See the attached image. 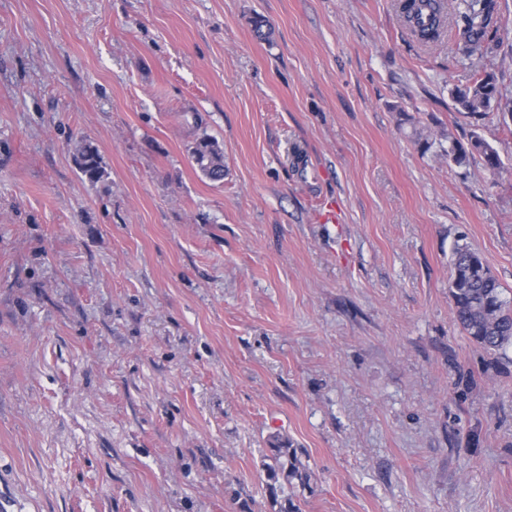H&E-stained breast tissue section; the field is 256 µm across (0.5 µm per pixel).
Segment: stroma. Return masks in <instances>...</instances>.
<instances>
[{
    "mask_svg": "<svg viewBox=\"0 0 512 512\" xmlns=\"http://www.w3.org/2000/svg\"><path fill=\"white\" fill-rule=\"evenodd\" d=\"M395 3L0 0L6 512H278L276 439L300 512H512V346L449 295L465 244L512 300V119L451 95L512 97V0L482 57ZM458 112L468 117H483L491 112H501L512 118V100L503 98L493 75L485 74L474 80L471 86L452 90ZM468 145L469 147L455 140L449 142L446 151L448 161L462 166L466 163L470 151L475 150L484 157L486 167L492 173L495 174L501 169L503 162L498 150L483 140L478 133H472ZM192 158L197 167L213 181L224 178V155L218 144L207 136L201 137L192 148ZM78 164L83 176L89 181H98L103 177L104 168L97 149L91 143H83L78 150ZM271 462H264L262 467L267 479L271 496L277 501L278 491H283V485L292 484L297 480L301 485L309 481L305 466L298 459L296 452L281 443L274 444L267 456Z\"/></svg>",
    "mask_w": 512,
    "mask_h": 512,
    "instance_id": "obj_1",
    "label": "stroma"
}]
</instances>
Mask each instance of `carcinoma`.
Returning <instances> with one entry per match:
<instances>
[{
    "mask_svg": "<svg viewBox=\"0 0 512 512\" xmlns=\"http://www.w3.org/2000/svg\"><path fill=\"white\" fill-rule=\"evenodd\" d=\"M399 10L412 32L426 44L441 40L447 31L460 38L471 54H483L489 42L497 38V0H462L455 12H450L447 0H399ZM458 111L469 117H483L499 112L512 118V100L503 98L494 76L485 74L464 89L452 90ZM484 157L493 173L502 167L496 148L481 136L472 133L469 145L458 141L448 143V161L457 166L466 163L471 151ZM197 167L213 180L224 179V155L218 144L207 136L192 148ZM78 164L83 176L90 181L103 177L104 168L97 149L83 143L78 150ZM453 268L459 276L450 284L453 312L461 329L473 341L487 350L497 351L512 344V302L504 297V289L484 259L467 245L456 247ZM272 497L283 491V485L309 481L305 466L296 452L278 443L270 449L268 461L262 464Z\"/></svg>",
    "mask_w": 512,
    "mask_h": 512,
    "instance_id": "obj_1",
    "label": "carcinoma"
}]
</instances>
